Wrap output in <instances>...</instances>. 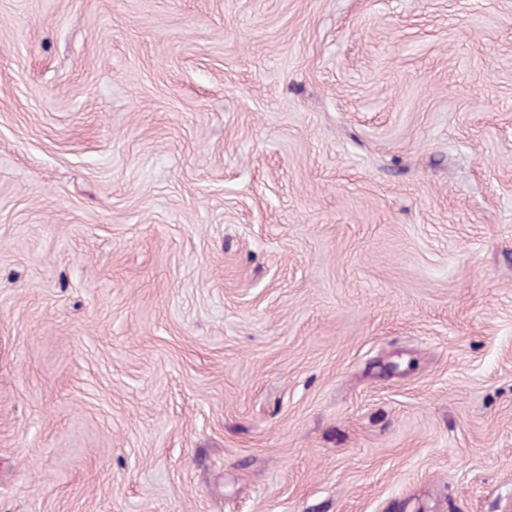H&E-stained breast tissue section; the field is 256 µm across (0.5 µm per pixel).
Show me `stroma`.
Instances as JSON below:
<instances>
[{
  "instance_id": "35a3bbf8",
  "label": "stroma",
  "mask_w": 512,
  "mask_h": 512,
  "mask_svg": "<svg viewBox=\"0 0 512 512\" xmlns=\"http://www.w3.org/2000/svg\"><path fill=\"white\" fill-rule=\"evenodd\" d=\"M0 512H512V0H0Z\"/></svg>"
}]
</instances>
